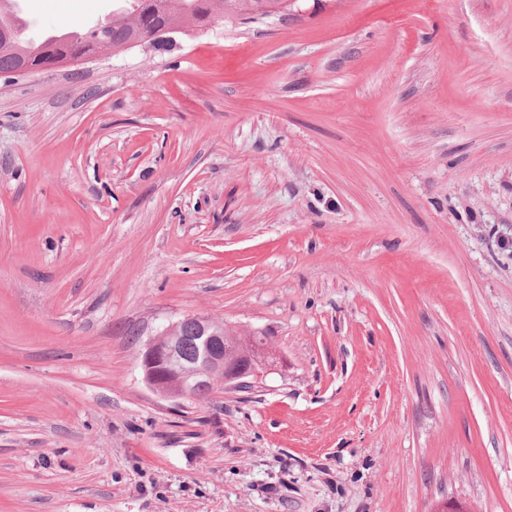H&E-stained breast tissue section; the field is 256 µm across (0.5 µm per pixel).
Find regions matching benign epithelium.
Listing matches in <instances>:
<instances>
[{"instance_id": "benign-epithelium-1", "label": "benign epithelium", "mask_w": 512, "mask_h": 512, "mask_svg": "<svg viewBox=\"0 0 512 512\" xmlns=\"http://www.w3.org/2000/svg\"><path fill=\"white\" fill-rule=\"evenodd\" d=\"M191 336L196 356L182 353V336ZM237 345L224 336V326L202 317H185L168 326L145 345L141 368L143 382L157 396L191 399L205 388L241 391L260 377L268 361L259 357L241 360Z\"/></svg>"}]
</instances>
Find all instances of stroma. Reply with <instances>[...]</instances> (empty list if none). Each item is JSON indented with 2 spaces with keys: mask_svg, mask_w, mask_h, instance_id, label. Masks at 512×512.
Segmentation results:
<instances>
[{
  "mask_svg": "<svg viewBox=\"0 0 512 512\" xmlns=\"http://www.w3.org/2000/svg\"><path fill=\"white\" fill-rule=\"evenodd\" d=\"M188 316L275 366L160 399ZM452 500L512 512V0H295L0 77V512Z\"/></svg>",
  "mask_w": 512,
  "mask_h": 512,
  "instance_id": "stroma-1",
  "label": "stroma"
}]
</instances>
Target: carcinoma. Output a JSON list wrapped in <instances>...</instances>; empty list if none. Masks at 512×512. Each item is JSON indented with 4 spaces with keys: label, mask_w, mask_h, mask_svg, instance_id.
I'll use <instances>...</instances> for the list:
<instances>
[{
    "label": "carcinoma",
    "mask_w": 512,
    "mask_h": 512,
    "mask_svg": "<svg viewBox=\"0 0 512 512\" xmlns=\"http://www.w3.org/2000/svg\"><path fill=\"white\" fill-rule=\"evenodd\" d=\"M284 0H122L105 24L88 32L80 43L31 45L24 31L6 22L0 12V33L13 32L15 37L0 39V74L15 73L20 60L38 69L56 67L67 57L96 55L107 41L133 44L150 31L169 27L175 30L206 28L219 20H254L274 15L283 9Z\"/></svg>",
    "instance_id": "obj_1"
}]
</instances>
